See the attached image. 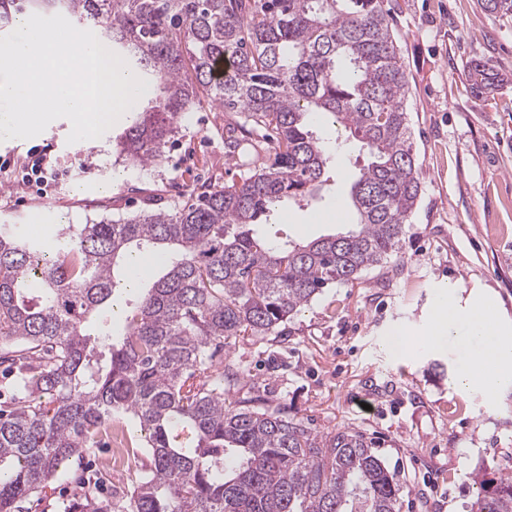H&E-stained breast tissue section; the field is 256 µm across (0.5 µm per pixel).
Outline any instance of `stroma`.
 Instances as JSON below:
<instances>
[{
	"instance_id": "obj_1",
	"label": "stroma",
	"mask_w": 512,
	"mask_h": 512,
	"mask_svg": "<svg viewBox=\"0 0 512 512\" xmlns=\"http://www.w3.org/2000/svg\"><path fill=\"white\" fill-rule=\"evenodd\" d=\"M408 78L405 100L422 192L400 248L352 284L323 289L289 321L282 342L240 339L228 353L271 403L288 405L317 431L353 428L372 438L400 486V512H468L481 478L512 473V383L494 407L459 388L465 359L454 343L393 355L386 336L429 324L438 288H485L495 317L512 321V19L489 16L480 0H384ZM484 60L509 77L474 93L468 64ZM125 113L102 137L68 143L59 119L39 135L0 141V224H86L133 215L150 197L171 204L239 178L211 168L224 151V113L209 101L190 114L162 159L138 171L118 159L113 139ZM49 150L54 175L45 194L21 178L28 152ZM367 162L356 142L331 159L334 177L308 206H284L278 232L295 240L352 229L350 188ZM109 448L66 466L28 512H63L85 490Z\"/></svg>"
}]
</instances>
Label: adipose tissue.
Here are the masks:
<instances>
[{"label": "adipose tissue", "instance_id": "obj_1", "mask_svg": "<svg viewBox=\"0 0 512 512\" xmlns=\"http://www.w3.org/2000/svg\"><path fill=\"white\" fill-rule=\"evenodd\" d=\"M493 298L484 292L472 294L460 304L458 290L447 284L439 291L429 325L418 344L433 347L452 340L461 346L479 348L456 378L459 386L481 384L487 399H494L502 385L512 381V332L492 318Z\"/></svg>", "mask_w": 512, "mask_h": 512}]
</instances>
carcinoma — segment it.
<instances>
[{
    "mask_svg": "<svg viewBox=\"0 0 512 512\" xmlns=\"http://www.w3.org/2000/svg\"><path fill=\"white\" fill-rule=\"evenodd\" d=\"M480 2L512 17V0ZM34 13L93 32L148 83L116 141L124 163L160 160L203 91L244 115L224 127V164L243 173L168 209L58 227L50 246L0 226V365L21 393L0 403V512H25L116 414L145 433L146 478L64 512H398L397 474L361 432H318L239 362L214 365L233 340L286 335L323 288L399 249L421 181L384 0H0V33ZM468 76L478 94L504 82L481 61ZM315 112L368 156L350 190L356 229L274 245L254 226L330 179ZM146 256L159 261L125 332L91 333ZM470 512H512V475L481 482Z\"/></svg>",
    "mask_w": 512,
    "mask_h": 512,
    "instance_id": "carcinoma-1",
    "label": "carcinoma"
}]
</instances>
